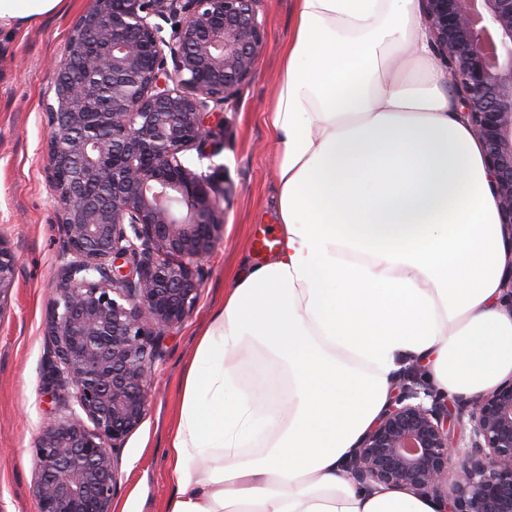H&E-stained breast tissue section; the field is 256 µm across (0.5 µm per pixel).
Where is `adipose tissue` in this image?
<instances>
[{"mask_svg":"<svg viewBox=\"0 0 512 512\" xmlns=\"http://www.w3.org/2000/svg\"><path fill=\"white\" fill-rule=\"evenodd\" d=\"M65 0H0V28ZM417 0H296L267 124L278 248L242 261L199 337L164 512H446L348 463L421 365L469 400L512 379V266L481 145ZM287 379L241 381L245 346Z\"/></svg>","mask_w":512,"mask_h":512,"instance_id":"1","label":"adipose tissue"}]
</instances>
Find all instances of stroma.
Returning a JSON list of instances; mask_svg holds the SVG:
<instances>
[{
	"mask_svg": "<svg viewBox=\"0 0 512 512\" xmlns=\"http://www.w3.org/2000/svg\"><path fill=\"white\" fill-rule=\"evenodd\" d=\"M91 4L67 0L58 13L0 31V237L17 262L14 286L0 305V512H38L34 441L51 409L41 384L44 331L65 254L61 209L44 173L47 107L72 27ZM294 6L295 0H259L266 48L223 114L211 159L231 186L221 201L224 234L205 260L207 275L192 314L162 343L147 414L120 454L114 512H161L171 493L167 444L186 364L239 263L263 257L253 240L274 225L276 171L265 117L274 104Z\"/></svg>",
	"mask_w": 512,
	"mask_h": 512,
	"instance_id": "stroma-1",
	"label": "stroma"
}]
</instances>
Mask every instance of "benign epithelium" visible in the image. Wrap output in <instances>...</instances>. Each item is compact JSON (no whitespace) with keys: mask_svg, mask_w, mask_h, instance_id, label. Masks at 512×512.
Returning a JSON list of instances; mask_svg holds the SVG:
<instances>
[{"mask_svg":"<svg viewBox=\"0 0 512 512\" xmlns=\"http://www.w3.org/2000/svg\"><path fill=\"white\" fill-rule=\"evenodd\" d=\"M256 2L93 0L73 28L47 136L69 259L43 386L66 417L35 442L38 512H112L117 458L145 418L161 343L192 313L224 228L214 176L184 156L210 157L211 116L236 100L265 47ZM421 2L512 239V0ZM15 274L0 239V306ZM458 426L429 387L399 382L349 475L361 488L434 493L448 512H512V380L471 401Z\"/></svg>","mask_w":512,"mask_h":512,"instance_id":"1","label":"benign epithelium"}]
</instances>
